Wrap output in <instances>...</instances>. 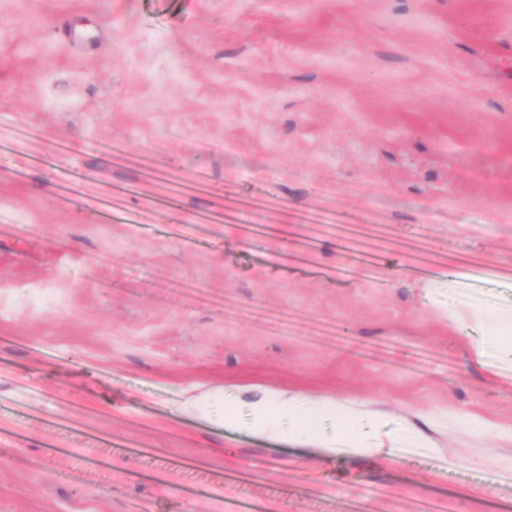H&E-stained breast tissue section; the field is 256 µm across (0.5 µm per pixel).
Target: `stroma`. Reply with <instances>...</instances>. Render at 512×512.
Wrapping results in <instances>:
<instances>
[{"instance_id":"obj_1","label":"stroma","mask_w":512,"mask_h":512,"mask_svg":"<svg viewBox=\"0 0 512 512\" xmlns=\"http://www.w3.org/2000/svg\"><path fill=\"white\" fill-rule=\"evenodd\" d=\"M453 304L512 310V0H0V512H512L507 443L249 427L512 425ZM304 401L305 407L299 412L298 402ZM288 409V415H300L301 427L288 436V443L299 446L321 448L328 454H336L338 448H347L356 457L392 458L397 448H425L438 452L436 443L426 432L433 428L436 420L421 415L422 425L410 424L402 434H393L376 429L379 413L364 403L345 402L343 400H318L301 397L290 391L264 390L252 402V430L259 434H273L275 427L271 420L273 405ZM297 413V414H298ZM336 414V437L323 434L321 423L325 416Z\"/></svg>"}]
</instances>
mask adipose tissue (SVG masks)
Returning <instances> with one entry per match:
<instances>
[{
    "label": "adipose tissue",
    "instance_id": "adipose-tissue-1",
    "mask_svg": "<svg viewBox=\"0 0 512 512\" xmlns=\"http://www.w3.org/2000/svg\"><path fill=\"white\" fill-rule=\"evenodd\" d=\"M451 322H469L481 327L485 334L493 336L501 355L512 356V312L495 310H468L461 307L449 309ZM299 414L301 427L288 437L290 444L312 446L332 455L338 449H348L352 455L370 458H392L397 448H424L435 451L436 444L429 436V428L435 427L434 418L423 417L421 423L408 425L404 433L393 434L378 430L379 414L363 403L342 400H318L300 398L287 391L266 390L252 402V429L259 434L274 433L271 420L273 405ZM335 415L337 430L335 437L323 434L321 423L325 416Z\"/></svg>",
    "mask_w": 512,
    "mask_h": 512
}]
</instances>
